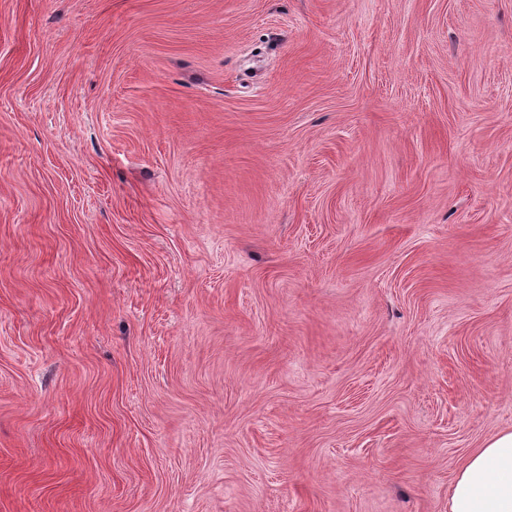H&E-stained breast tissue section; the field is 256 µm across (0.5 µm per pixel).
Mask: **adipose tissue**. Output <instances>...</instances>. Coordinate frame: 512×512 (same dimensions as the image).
<instances>
[{
	"mask_svg": "<svg viewBox=\"0 0 512 512\" xmlns=\"http://www.w3.org/2000/svg\"><path fill=\"white\" fill-rule=\"evenodd\" d=\"M448 512H512V431L487 439L456 473Z\"/></svg>",
	"mask_w": 512,
	"mask_h": 512,
	"instance_id": "adipose-tissue-1",
	"label": "adipose tissue"
}]
</instances>
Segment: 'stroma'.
<instances>
[{
    "label": "stroma",
    "instance_id": "35a3bbf8",
    "mask_svg": "<svg viewBox=\"0 0 512 512\" xmlns=\"http://www.w3.org/2000/svg\"><path fill=\"white\" fill-rule=\"evenodd\" d=\"M512 430V0H0V512H448Z\"/></svg>",
    "mask_w": 512,
    "mask_h": 512
}]
</instances>
